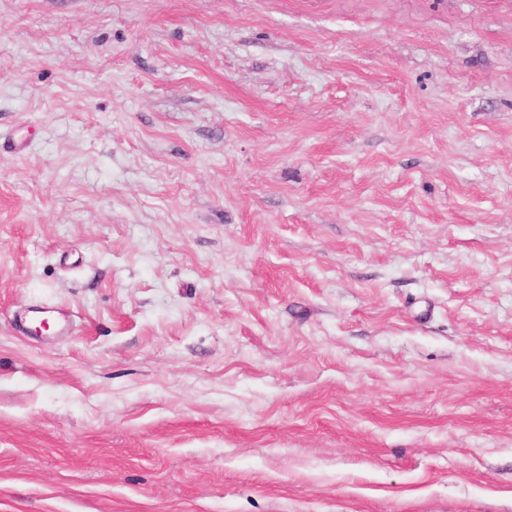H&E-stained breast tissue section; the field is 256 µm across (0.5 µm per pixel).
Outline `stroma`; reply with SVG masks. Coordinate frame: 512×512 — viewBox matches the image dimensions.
Here are the masks:
<instances>
[{
    "label": "stroma",
    "instance_id": "stroma-1",
    "mask_svg": "<svg viewBox=\"0 0 512 512\" xmlns=\"http://www.w3.org/2000/svg\"><path fill=\"white\" fill-rule=\"evenodd\" d=\"M0 512H512V0H0Z\"/></svg>",
    "mask_w": 512,
    "mask_h": 512
}]
</instances>
